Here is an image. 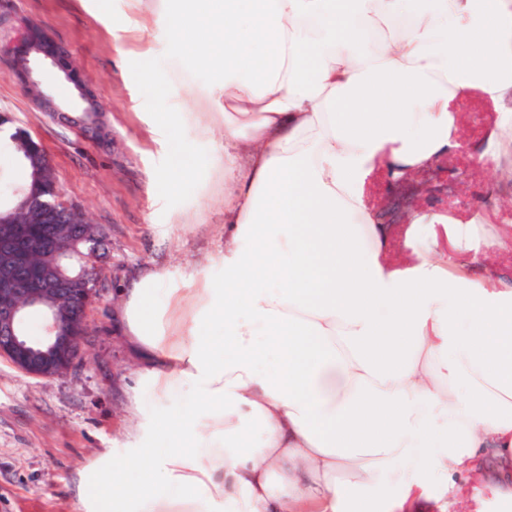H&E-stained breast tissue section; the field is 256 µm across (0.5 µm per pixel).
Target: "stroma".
<instances>
[{
  "label": "stroma",
  "mask_w": 512,
  "mask_h": 512,
  "mask_svg": "<svg viewBox=\"0 0 512 512\" xmlns=\"http://www.w3.org/2000/svg\"><path fill=\"white\" fill-rule=\"evenodd\" d=\"M136 14L145 17L148 32L119 38ZM32 21L68 46L102 109L108 137L96 143L59 124L24 93L5 60L0 113L42 144L60 195L105 229L109 253L74 371L35 378L0 358V512H75L79 469L111 455L126 419L129 373L138 357L124 331L122 288L144 267L181 287L224 246L223 97L212 68L187 63L169 42L168 12L154 0H0V45ZM170 86L198 93L192 102L171 99V111L185 115L172 128L153 118L161 90ZM455 110L473 174L448 214L462 223L480 214L512 225V210L497 208L512 200V150L501 154L497 174L479 160L498 136L503 107L474 91ZM201 112L215 123L207 136L197 130ZM179 163L190 175L172 190L166 179Z\"/></svg>",
  "instance_id": "35a3bbf8"
}]
</instances>
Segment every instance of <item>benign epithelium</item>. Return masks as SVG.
<instances>
[{
    "mask_svg": "<svg viewBox=\"0 0 512 512\" xmlns=\"http://www.w3.org/2000/svg\"><path fill=\"white\" fill-rule=\"evenodd\" d=\"M1 55L10 59L12 76L23 91L60 122L69 125L73 115L58 107L53 98L40 88L34 65L38 61L48 62L60 70L74 84L83 103L81 112L88 116L80 129L91 139L106 136L97 100L74 67L69 50L62 42L52 38L40 26L30 27L20 31L11 42L1 45ZM461 153L463 150H455L414 168L400 165L383 168L376 204L380 223L397 227L402 223L398 217L402 216L409 224L414 215L427 212L428 205L448 204V195L456 193L467 182V170L448 162V158H455ZM59 204L55 194L43 198L20 186L14 190L9 202L0 201V224L15 223V213L20 209L51 212ZM38 246L53 251L60 277L83 284L84 306L82 311L73 310L62 317L39 292L19 284L0 283V356L28 375L54 377L60 375L56 370L59 362L67 361L74 367L81 359L87 312L99 299L100 278L95 272L101 269L107 236L98 227L86 239H42L35 245L21 238L18 241V259L26 261ZM37 305L48 307V313L45 336L34 341L26 336L24 323L29 311Z\"/></svg>",
    "mask_w": 512,
    "mask_h": 512,
    "instance_id": "obj_1",
    "label": "benign epithelium"
}]
</instances>
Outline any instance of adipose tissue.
Masks as SVG:
<instances>
[{"label":"adipose tissue","mask_w":512,"mask_h":512,"mask_svg":"<svg viewBox=\"0 0 512 512\" xmlns=\"http://www.w3.org/2000/svg\"><path fill=\"white\" fill-rule=\"evenodd\" d=\"M173 2L224 93V247L125 289L132 424L77 512L512 504V281L458 261L473 222L391 266L365 195L377 163L458 147L467 92L512 99V0Z\"/></svg>","instance_id":"obj_1"}]
</instances>
